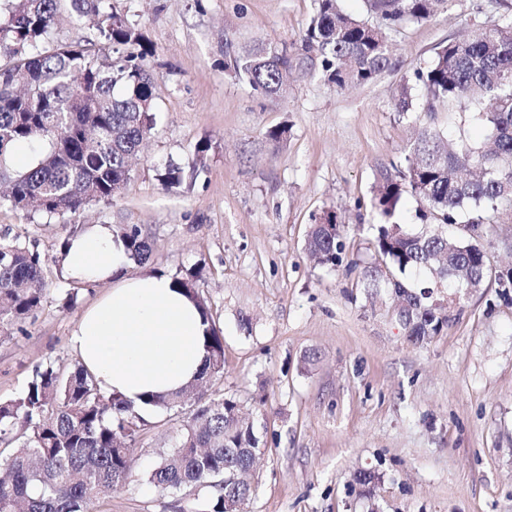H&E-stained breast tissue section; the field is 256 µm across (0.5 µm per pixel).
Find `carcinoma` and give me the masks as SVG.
I'll use <instances>...</instances> for the list:
<instances>
[{"instance_id": "obj_1", "label": "carcinoma", "mask_w": 512, "mask_h": 512, "mask_svg": "<svg viewBox=\"0 0 512 512\" xmlns=\"http://www.w3.org/2000/svg\"><path fill=\"white\" fill-rule=\"evenodd\" d=\"M60 2L6 0L9 22L0 25V57L6 59L0 64V181L9 184L0 205L47 216L112 199L115 184L128 179L156 112L155 48L144 35L124 17L100 11L99 0H70L76 13L97 17L99 37L112 49L136 45L138 51L112 59L87 46L55 44L50 32ZM366 6L378 24L343 12L337 0H317L299 43L235 49L224 54V71L264 97L282 93L298 72L335 89L367 84L391 64L389 32L431 19L447 0H366ZM414 78L427 103L446 99L472 111L492 143L484 150L429 129L410 148L399 178H383L371 198L381 265L363 271V287L387 288L394 300H403L409 340L421 344L442 331L448 315L425 295L431 286L415 290L404 281L406 272L436 274L439 286L452 289L458 300L469 283L512 288V272L494 270L482 244L500 208H512V30L476 28L464 40H448ZM22 142L36 143L38 151L30 165L13 170L10 155ZM160 179L179 187L184 170L169 165ZM407 195L423 204L422 227L415 233L398 220ZM461 213L468 215L466 234L451 239L442 228L458 223ZM118 236L133 263L150 259L152 243L139 227ZM306 249L334 267L340 234L312 224ZM43 266L37 250L0 243V323H21L42 307L48 291ZM204 270L200 264L172 279L210 321L205 376L216 377L224 371V336L195 288ZM197 387L168 397L149 394L144 405L178 407ZM234 408L224 398L199 408L147 480L173 493L190 486L211 489L208 512H224L226 497L247 499L248 483H224V466L249 470L255 462L239 449L259 445ZM143 412L118 393H103L81 364L68 374L50 364L35 370L20 396L0 402V445L10 449L0 458V512H88L129 476Z\"/></svg>"}]
</instances>
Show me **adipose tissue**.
<instances>
[{
    "instance_id": "1",
    "label": "adipose tissue",
    "mask_w": 512,
    "mask_h": 512,
    "mask_svg": "<svg viewBox=\"0 0 512 512\" xmlns=\"http://www.w3.org/2000/svg\"><path fill=\"white\" fill-rule=\"evenodd\" d=\"M121 239L95 224L69 240L66 277L108 284L74 326L69 343L103 392L141 405L146 394H171L197 379L210 324L170 276L134 273Z\"/></svg>"
}]
</instances>
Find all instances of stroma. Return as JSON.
I'll return each instance as SVG.
<instances>
[{
	"mask_svg": "<svg viewBox=\"0 0 512 512\" xmlns=\"http://www.w3.org/2000/svg\"><path fill=\"white\" fill-rule=\"evenodd\" d=\"M156 49V126L120 193L48 217L0 206V243L37 245L50 284L39 311L0 327V400L36 368L72 370L68 336L107 290L61 277L59 243L93 224L140 227L147 272L205 266L197 289L224 336V373L182 407L146 417L132 471L90 512H205L206 490L172 494L146 480L182 424L213 399L237 402L262 451L242 512H512V291L482 288L448 304V324L408 341L389 290L360 285L376 261L370 200L383 173L405 168L423 128L483 144L460 105L427 104L413 72L473 26L512 23V0H448L430 20L391 32L392 66L337 91L302 77L262 97L224 72V49L299 42L315 0H106ZM410 86L413 109L395 98ZM284 126L274 144L268 130ZM209 146L196 160L199 142ZM184 168L183 186L158 173ZM335 211L341 263L318 264L306 235ZM78 288L74 306L65 292ZM374 476L357 485V471Z\"/></svg>",
	"mask_w": 512,
	"mask_h": 512,
	"instance_id": "obj_1",
	"label": "stroma"
}]
</instances>
